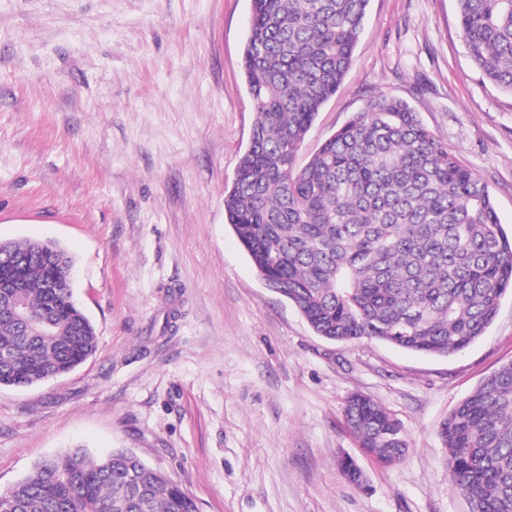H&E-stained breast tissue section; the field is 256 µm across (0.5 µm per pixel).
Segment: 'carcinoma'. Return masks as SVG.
I'll list each match as a JSON object with an SVG mask.
<instances>
[{
    "mask_svg": "<svg viewBox=\"0 0 512 512\" xmlns=\"http://www.w3.org/2000/svg\"><path fill=\"white\" fill-rule=\"evenodd\" d=\"M369 0H252L242 64L255 121L224 196L227 223L260 275L314 333L448 356L485 333L512 291V239L488 186L405 101L378 96L296 166L299 146L353 64ZM473 64L512 93V0H459ZM30 312L0 292V387H27L91 357L71 257L7 243ZM361 450L398 460L395 419L369 397L345 410ZM451 487L470 512H512V360L442 422ZM346 480L366 478L348 459ZM6 512H199L177 482L127 448L49 457L5 490Z\"/></svg>",
    "mask_w": 512,
    "mask_h": 512,
    "instance_id": "carcinoma-1",
    "label": "carcinoma"
}]
</instances>
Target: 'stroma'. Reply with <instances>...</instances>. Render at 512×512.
I'll list each match as a JSON object with an SVG mask.
<instances>
[{
	"mask_svg": "<svg viewBox=\"0 0 512 512\" xmlns=\"http://www.w3.org/2000/svg\"><path fill=\"white\" fill-rule=\"evenodd\" d=\"M250 15V0H0V242L67 249L97 336L74 371L0 388V488L81 445L134 450L200 512H469L438 427L512 360V294L484 336L437 357L326 340L267 288L224 212L255 118ZM377 93L488 185L511 236L512 95L471 63L457 0H370L299 159ZM355 395L397 420L401 460L362 454Z\"/></svg>",
	"mask_w": 512,
	"mask_h": 512,
	"instance_id": "35a3bbf8",
	"label": "stroma"
}]
</instances>
